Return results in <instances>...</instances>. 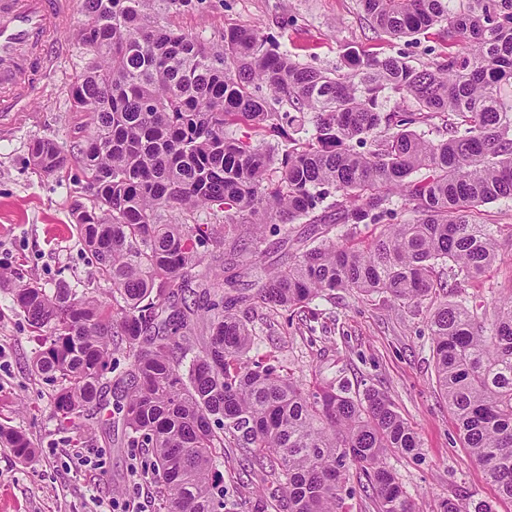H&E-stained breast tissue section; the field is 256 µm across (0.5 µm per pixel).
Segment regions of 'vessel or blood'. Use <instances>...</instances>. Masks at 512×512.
Wrapping results in <instances>:
<instances>
[{
	"label": "vessel or blood",
	"instance_id": "obj_1",
	"mask_svg": "<svg viewBox=\"0 0 512 512\" xmlns=\"http://www.w3.org/2000/svg\"><path fill=\"white\" fill-rule=\"evenodd\" d=\"M75 0H0V122H14L33 93L29 74L49 77L69 44L62 32Z\"/></svg>",
	"mask_w": 512,
	"mask_h": 512
}]
</instances>
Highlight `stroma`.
Here are the masks:
<instances>
[{"mask_svg": "<svg viewBox=\"0 0 512 512\" xmlns=\"http://www.w3.org/2000/svg\"><path fill=\"white\" fill-rule=\"evenodd\" d=\"M159 18L209 45L222 43L229 28L252 27L274 38L280 51L328 70L351 48L401 55L419 65L449 44L443 25L427 35L391 38L373 28L359 0H199L160 11ZM87 61L85 48L72 42L25 116L0 127V268L20 281L49 287L65 280L98 295L105 284L87 262L74 217L77 205L93 199L72 157L89 132L88 116L74 111L67 96L70 80ZM37 138L61 145L71 156L68 166L51 175L33 166L30 147ZM471 219L490 225L501 259L449 298L476 299L491 309L512 287V199L480 206ZM311 307L318 317L307 325L292 311L259 305L241 310L253 332L249 359L278 361L309 390L332 381L353 396L368 387L384 393L421 441L419 455L387 458L416 512H441L445 500L467 496L489 501L494 512H512V500L500 496L462 447L455 419L436 390L428 324L433 303L403 305L335 291ZM40 345L39 333L14 309L9 291L0 290V423L26 434L35 448L25 464L0 447V512H123L130 500L144 512H159L150 449L126 448L105 436L115 419L113 394H105L81 429L61 425L53 409L55 385L31 370ZM244 463L243 450L228 448L214 464L233 512H281L280 492L249 482Z\"/></svg>", "mask_w": 512, "mask_h": 512, "instance_id": "1", "label": "stroma"}]
</instances>
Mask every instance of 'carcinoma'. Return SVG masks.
<instances>
[{
  "label": "carcinoma",
  "mask_w": 512,
  "mask_h": 512,
  "mask_svg": "<svg viewBox=\"0 0 512 512\" xmlns=\"http://www.w3.org/2000/svg\"><path fill=\"white\" fill-rule=\"evenodd\" d=\"M155 2L80 0L76 36L91 58L67 94L90 119L78 162L93 201L76 210V228L110 288H13L14 307L45 333L32 371L58 385L54 412L75 427L102 401L110 356H131L114 383L120 444L153 449L163 512H223L211 475L218 448H246L249 471L277 473L286 512H338L352 467L376 512H415L385 459L419 454L420 439L388 397L331 384L310 394L276 366L249 362L252 333L235 307L290 310L334 291L418 303L497 263V238L470 214L512 199V0H360L394 38L447 24L454 49L422 65L350 51L334 70L293 60L249 27L226 30L213 49L160 23ZM387 89L415 109L382 111ZM436 119L439 139L412 129ZM259 130L286 148L254 142ZM30 155L46 174L68 162L49 139ZM396 197L413 220H398ZM199 207L224 223L179 220ZM299 221L310 228L296 238ZM334 224L381 231L359 244L330 236ZM268 231L292 250L288 264L254 296L224 299L240 263L261 262ZM199 323L208 334L191 336ZM429 328L463 447L512 499V295L490 320L445 300ZM0 445L21 461L35 453L2 424ZM442 512L493 508L448 499Z\"/></svg>",
  "instance_id": "cac0c4a2"
}]
</instances>
